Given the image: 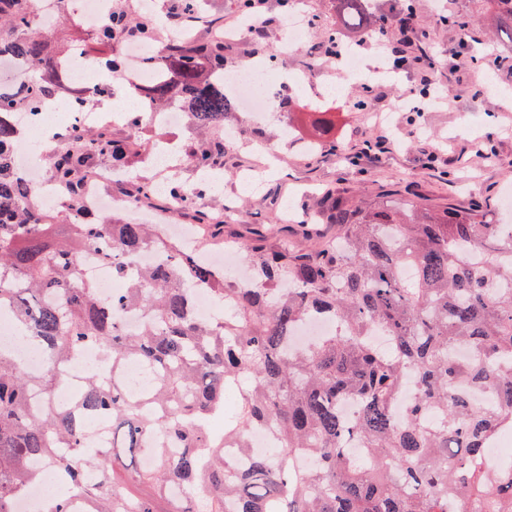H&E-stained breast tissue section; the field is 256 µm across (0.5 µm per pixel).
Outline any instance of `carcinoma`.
<instances>
[{
  "mask_svg": "<svg viewBox=\"0 0 512 512\" xmlns=\"http://www.w3.org/2000/svg\"><path fill=\"white\" fill-rule=\"evenodd\" d=\"M341 28L386 27L392 15L415 12V0H394L387 14L371 12L369 0H333ZM476 21L512 39V0H482ZM35 0H0V51L16 52L29 70L50 65L45 41L32 34ZM145 24L112 13L95 32L114 46L144 31ZM162 75L147 89L154 105L175 104L208 137L186 156L196 169H222L230 147L215 138L233 108L224 91V44L175 43ZM101 88L76 91L55 80L32 78L0 91V305L15 310V324L47 354L31 376L0 353V512H13L25 486L37 480L31 463L57 472L63 492L49 512H71L74 493L85 512H156L153 502L112 481L115 448L84 459V442L110 429L117 445L148 456L152 465L135 477L156 486L173 512H512V464L487 467L484 449L512 433V224H487L481 210L437 209L411 203L341 201L324 209L336 236L317 247L283 240L267 249L241 240L252 267L250 285L222 280L195 255H171L151 224L66 225L57 240L59 211L40 208L27 177L14 161L22 131L10 115L35 112L44 100L99 96ZM142 113L128 114L134 128L125 141L112 132L87 130L60 137L50 174L77 202L91 158L124 160L135 153ZM314 147L336 151L329 123L317 121ZM198 223L223 222L193 203ZM98 249L123 288L103 299L85 273L83 251ZM167 256L126 279L141 252ZM200 288L210 289L224 312L208 321L190 308ZM137 307L141 327L126 331L120 318ZM330 316L339 329L311 346L286 348L296 327ZM380 328L389 343L374 344ZM90 346L112 373L134 357L146 367L148 396L130 397L117 382L107 387L92 374L77 398L87 422L65 408L30 406V395L49 397L60 384L59 363ZM465 347L466 353L456 354ZM415 393L402 419L394 416L402 389ZM484 390L473 404L464 390ZM228 391L238 408L224 417V432L208 425L224 412ZM351 399L357 410L345 416ZM276 440L279 468L265 459L246 472L224 456V444L242 447L256 428ZM366 449L348 454L346 441ZM309 454L308 470L294 458Z\"/></svg>",
  "mask_w": 512,
  "mask_h": 512,
  "instance_id": "1",
  "label": "carcinoma"
}]
</instances>
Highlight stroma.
Segmentation results:
<instances>
[{
	"label": "stroma",
	"instance_id": "obj_1",
	"mask_svg": "<svg viewBox=\"0 0 512 512\" xmlns=\"http://www.w3.org/2000/svg\"><path fill=\"white\" fill-rule=\"evenodd\" d=\"M312 6L318 21L307 44L294 56L276 61L280 74L304 67L314 74V87L288 94L285 101L301 128L295 143H281L279 120L271 118L253 126L240 112L224 115L225 125L241 130L239 142L224 159L221 184L214 191L224 206L225 237L240 239L248 229L257 228L265 231L266 245H274L279 236L268 226L275 223L287 227L297 244H315L316 231H303L302 221L319 214L324 197L346 198L356 190L370 199H425L441 208L480 204L486 223L512 224V212L503 205L504 192L512 187V68L501 63L502 57L512 55V43L489 39L475 25L477 0H417L419 27L441 65L436 84L450 96L449 102L419 113L398 108L401 93L418 87L413 68L401 72L396 80L371 84L365 93L366 108L356 109L349 93L351 84L326 61L322 41L328 33H335L342 43L359 46L371 62L377 55L379 36L373 30L338 28L331 0H312ZM448 11L468 18V25L441 22V14ZM265 15L267 38L255 41L245 36L225 45V69L272 57L286 36L280 0H267ZM79 46L93 59L109 54L93 41L72 0H61L49 52L64 61ZM456 52L462 58L455 69H448L447 63ZM375 110L393 111V125L370 121L369 114ZM321 112L328 113L333 122L332 135L338 146L333 154L323 150L310 153L301 147L305 128ZM147 137L149 152L132 156L124 181L112 186L113 196L134 188L141 178H156L154 157L184 154L198 141L189 130L174 138L153 129ZM264 142L279 146L269 169L260 157ZM248 166L262 170L263 191L254 193L243 187V170Z\"/></svg>",
	"mask_w": 512,
	"mask_h": 512
}]
</instances>
